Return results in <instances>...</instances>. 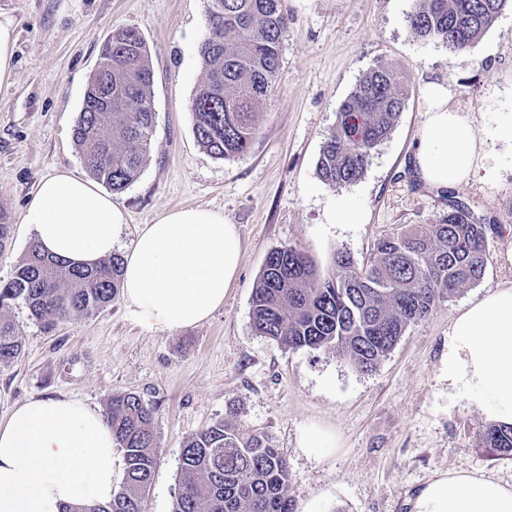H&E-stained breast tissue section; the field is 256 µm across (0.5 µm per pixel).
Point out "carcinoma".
Segmentation results:
<instances>
[{
	"mask_svg": "<svg viewBox=\"0 0 512 512\" xmlns=\"http://www.w3.org/2000/svg\"><path fill=\"white\" fill-rule=\"evenodd\" d=\"M512 0H418L408 25L448 52L471 50ZM208 37L200 50L204 80L189 111L197 142L212 156L246 153L257 113L273 91L288 31L282 0H208ZM154 71L136 29H115L91 74L73 129L85 168L113 192L140 175L155 112ZM409 82L396 68H369L336 112L317 161L332 187L359 180L375 148L388 137L405 106ZM463 202L451 200L434 224H413L379 240L365 265L335 255L322 279L311 259L288 245L271 251L253 289L254 331L288 349L334 347L360 372H371L410 323L426 319L438 302L479 281L487 264V231ZM122 258L83 269L45 255L32 243L13 276L0 282V308L22 301L50 330L112 303L120 288ZM14 325L0 318V365L21 354ZM155 407L131 392L112 393L105 417L123 451L124 480L104 504L75 512H142L158 456ZM483 444L512 454V426H490ZM291 475L270 438L242 434L219 421L193 436L181 453L172 512H290Z\"/></svg>",
	"mask_w": 512,
	"mask_h": 512,
	"instance_id": "carcinoma-1",
	"label": "carcinoma"
}]
</instances>
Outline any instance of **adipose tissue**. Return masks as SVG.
<instances>
[{
	"instance_id": "obj_1",
	"label": "adipose tissue",
	"mask_w": 512,
	"mask_h": 512,
	"mask_svg": "<svg viewBox=\"0 0 512 512\" xmlns=\"http://www.w3.org/2000/svg\"><path fill=\"white\" fill-rule=\"evenodd\" d=\"M414 169L445 190L483 166L473 124L451 103L446 84L428 83ZM47 253L91 266L112 254L125 216L112 197L59 169L42 178L23 217ZM241 241L222 214L189 207L143 225L124 257L121 295L149 329H178L223 306L237 276ZM441 380L489 420L512 425V287L471 303L453 321ZM116 442L97 409L66 396L35 398L0 424V512H67L111 501ZM409 512H512V485L484 472H436L409 501Z\"/></svg>"
}]
</instances>
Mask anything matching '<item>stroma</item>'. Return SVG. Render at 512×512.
I'll return each instance as SVG.
<instances>
[{"instance_id":"1","label":"stroma","mask_w":512,"mask_h":512,"mask_svg":"<svg viewBox=\"0 0 512 512\" xmlns=\"http://www.w3.org/2000/svg\"><path fill=\"white\" fill-rule=\"evenodd\" d=\"M417 0H283L289 17L275 89L258 115L249 150L218 159L196 141L191 98L203 77L206 0H0L16 28L15 71L0 85V280L13 275L35 235L21 218L38 182L58 169L87 170L73 140L87 81L103 41L117 27L142 33L155 77V124L146 163L112 200L126 213L114 247L125 255L140 227L173 209L205 207L236 225L241 261L224 304L207 320L173 331L147 329L122 298L44 331L22 301L0 309L22 344L0 367V423L27 400L66 395L106 410L115 391L155 408L159 456L143 512H171L181 452L223 420L268 435L287 460L291 512H409L435 472L479 469L512 482V456L482 444L487 418L439 380L448 332L467 305L512 287V10L467 52L449 54L407 25ZM395 65L411 89L388 138L356 182L331 188L316 163L340 104L374 64ZM447 84L484 142L489 179L451 192L416 176L412 142L424 120L425 83ZM491 220L483 277L409 325L375 370L362 373L336 348L286 350L259 336L252 293L272 250L293 245L321 278L344 251L366 263L374 244L411 224L435 223L449 196ZM351 200L360 220L336 221ZM316 427L333 452L304 454L301 432Z\"/></svg>"}]
</instances>
